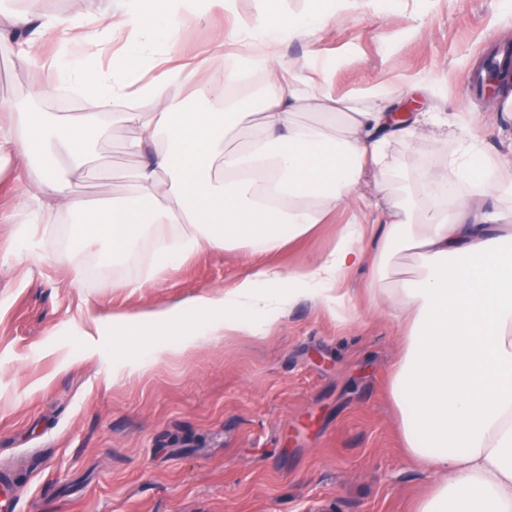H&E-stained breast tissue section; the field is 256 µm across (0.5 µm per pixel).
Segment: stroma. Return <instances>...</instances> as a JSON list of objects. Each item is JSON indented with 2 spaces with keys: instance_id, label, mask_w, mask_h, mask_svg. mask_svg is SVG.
Wrapping results in <instances>:
<instances>
[{
  "instance_id": "1",
  "label": "stroma",
  "mask_w": 512,
  "mask_h": 512,
  "mask_svg": "<svg viewBox=\"0 0 512 512\" xmlns=\"http://www.w3.org/2000/svg\"><path fill=\"white\" fill-rule=\"evenodd\" d=\"M324 21L286 56L320 68L323 90L360 96L375 86L434 84L412 99L421 112L476 117L491 155L512 142L506 96L480 99L467 89L493 46L512 44L504 0H291ZM96 0H0V103L27 97L46 80L40 64L15 57L25 30L13 15L86 18ZM216 11L186 16L175 36L183 60H206L211 79L223 61L208 55ZM117 127L91 170L71 175L75 195L100 203L128 193L121 174L135 158ZM400 163L415 182H449L448 161L428 138L410 141ZM330 224L268 260L308 265L332 244ZM66 223L0 221V470L13 473L16 512H415L430 490L428 471L403 446L389 397L398 328L367 286L369 266L347 283L356 319L302 300L258 336L207 341L148 362L144 346L112 332L113 318L223 291L266 258L240 247L202 251L165 270L154 287H133L151 259L142 239L123 262L84 256L71 268ZM127 280L124 288L113 287Z\"/></svg>"
}]
</instances>
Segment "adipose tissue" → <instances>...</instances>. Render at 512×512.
<instances>
[{"mask_svg":"<svg viewBox=\"0 0 512 512\" xmlns=\"http://www.w3.org/2000/svg\"><path fill=\"white\" fill-rule=\"evenodd\" d=\"M216 9L233 17L212 39L228 60L219 84L203 65L176 63L170 50L186 13ZM98 12L108 27L87 24L79 53L65 49L68 17L43 18L31 35L62 47L33 97L66 85L91 97L94 111L73 125L27 103L0 105V169L26 163L17 191L31 204L28 215L42 224L65 215L71 254L123 257L150 234L159 273L206 249L270 254L337 211L351 213L309 265L264 263L224 293L116 318L113 330L155 337L160 359L223 335L262 333L301 299L349 324L354 297L344 283L371 264L369 289L401 335L391 398L404 446L434 476L416 512H512V225L502 210L512 202V177L481 178L492 164L483 139L440 112L397 118L384 88L362 100L324 93L282 52L321 23L288 0H255L246 18L233 0H98ZM120 37L130 47L125 59L103 66L105 45ZM245 68L265 81L257 97L236 101ZM121 100L126 108L112 111ZM114 126L133 131L124 144L138 160L124 174L131 195L109 206L77 200L65 173L89 166L95 141ZM429 127L467 193L428 186L394 195L395 145ZM235 129L243 135L231 146ZM370 176L381 181L374 198L361 191Z\"/></svg>","mask_w":512,"mask_h":512,"instance_id":"obj_1","label":"adipose tissue"}]
</instances>
